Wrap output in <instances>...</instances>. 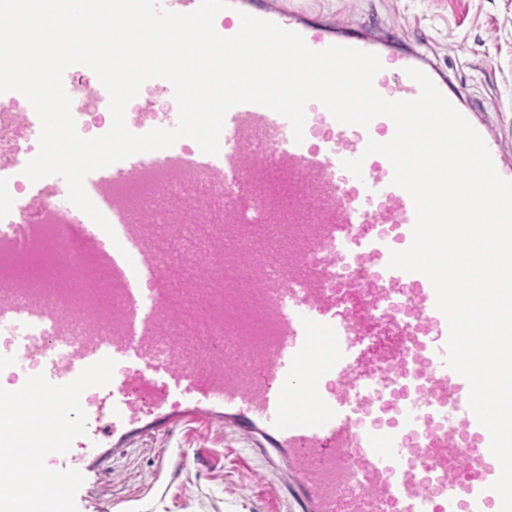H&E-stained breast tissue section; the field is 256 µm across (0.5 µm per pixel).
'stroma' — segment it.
Segmentation results:
<instances>
[{
	"label": "stroma",
	"instance_id": "1",
	"mask_svg": "<svg viewBox=\"0 0 512 512\" xmlns=\"http://www.w3.org/2000/svg\"><path fill=\"white\" fill-rule=\"evenodd\" d=\"M374 20L435 54L470 107L512 131V0H295ZM275 476L242 441L190 424L112 460V512H273Z\"/></svg>",
	"mask_w": 512,
	"mask_h": 512
}]
</instances>
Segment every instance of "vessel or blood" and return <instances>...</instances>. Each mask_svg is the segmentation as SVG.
Wrapping results in <instances>:
<instances>
[{
	"label": "vessel or blood",
	"mask_w": 512,
	"mask_h": 512,
	"mask_svg": "<svg viewBox=\"0 0 512 512\" xmlns=\"http://www.w3.org/2000/svg\"><path fill=\"white\" fill-rule=\"evenodd\" d=\"M300 33L307 45L379 55L376 91L416 98L407 68L426 73L480 133L498 173L512 180V144L451 90L447 70L427 53L367 22L299 8L293 0H229L216 18L225 36L241 14ZM305 137L257 104L227 114L218 155L177 159L220 168L237 206L224 223L130 224L102 188L134 158L87 176L85 190L112 214V233L76 211L70 224H0V372L39 369L53 384L75 379L101 358L111 383L82 396L87 434L68 453L90 498L110 476L112 457L146 437L169 438L196 421L229 432L273 471L289 512H499L491 485L500 465L468 405L467 381L445 364L448 324L419 273L389 268L391 251L412 240L410 196L392 183L368 140L389 141L386 117L369 128L307 107ZM364 158L362 178L343 161ZM383 224L363 236L359 274L331 285L337 245L352 224ZM81 260L105 291L58 288L33 278L17 258L35 251ZM406 290L410 313L388 311Z\"/></svg>",
	"instance_id": "obj_1"
}]
</instances>
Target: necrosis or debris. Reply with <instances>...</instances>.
Here are the masks:
<instances>
[{
  "label": "necrosis or debris",
  "mask_w": 512,
  "mask_h": 512,
  "mask_svg": "<svg viewBox=\"0 0 512 512\" xmlns=\"http://www.w3.org/2000/svg\"><path fill=\"white\" fill-rule=\"evenodd\" d=\"M67 93L81 136L96 137L110 128L108 95L90 72H74ZM31 123L32 117L20 97L0 95V194L9 197L11 223L25 224L32 220L49 227L68 223L69 211L60 203L64 194L61 186L49 181L40 191L28 189L23 170L39 149V142L30 129ZM185 178L206 182L212 188L206 200L192 204L194 221L223 224L224 206L230 198L224 192V173L220 170L188 169L178 175L169 165L144 156L140 158L136 172H119L106 185L105 192L119 211L133 216L160 212L168 223L177 224L182 220L181 212H166L162 206L167 196L179 193Z\"/></svg>",
  "instance_id": "obj_1"
}]
</instances>
